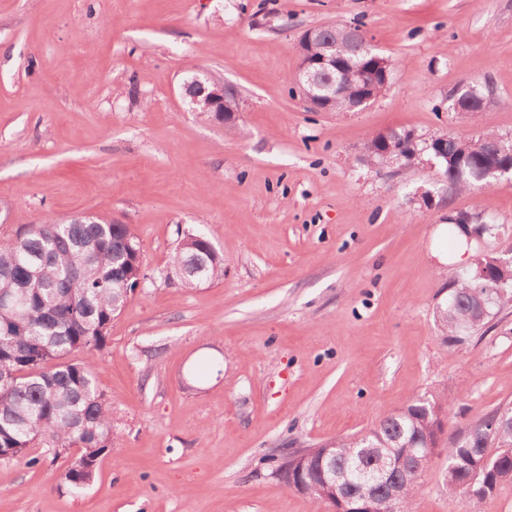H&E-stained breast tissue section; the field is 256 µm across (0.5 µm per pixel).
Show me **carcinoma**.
<instances>
[{
  "label": "carcinoma",
  "instance_id": "obj_1",
  "mask_svg": "<svg viewBox=\"0 0 512 512\" xmlns=\"http://www.w3.org/2000/svg\"><path fill=\"white\" fill-rule=\"evenodd\" d=\"M324 38L344 50L352 64L366 60L362 35H351L346 26L327 27ZM448 159L438 164L448 186L460 192H474L489 182L483 171L489 160L501 153L512 159V140L487 129L475 139L448 137ZM140 242L130 224H112L90 218L59 222L48 217L23 224L7 245H0V298L18 305V311L0 314V460L25 456L39 437L49 440L55 453L76 446L81 454L62 474L74 488L91 484L96 477L98 457L117 440L112 411L98 389L89 362H73L76 351L91 353L105 346L112 321L120 313L122 287L137 288L138 279H147L146 269L137 261ZM172 263L202 271L203 282L224 277V258H215L199 248H182ZM475 270L452 269L448 299L441 305L447 316L440 324L448 339L462 343L488 322L471 321L469 292L475 289ZM495 273L489 272L487 285L493 289L489 316L512 302V288L504 294L495 291ZM448 415L451 404L418 395L382 419L366 433L368 441L379 446L398 437L409 448H397L399 455L415 454L421 469L404 488L397 509L386 501L383 486L380 512H415V502L423 489L429 457L426 434L435 423L432 406ZM363 440L341 439L327 450L322 445L308 450L307 471L301 481L304 493L320 506L329 503L319 470L334 472L347 484L350 493L359 490L360 479L354 464L372 465L369 457L359 459ZM448 465L455 471L448 483V496L463 497L470 512H481L485 495L469 491L475 470L487 471L491 489L512 482V429H503L498 438L487 440L470 428L460 429L443 449Z\"/></svg>",
  "mask_w": 512,
  "mask_h": 512
}]
</instances>
